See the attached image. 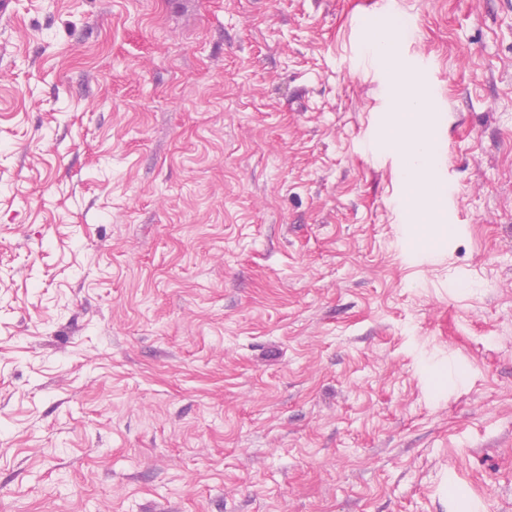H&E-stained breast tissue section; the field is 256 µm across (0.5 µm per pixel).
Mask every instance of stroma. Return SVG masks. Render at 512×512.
Wrapping results in <instances>:
<instances>
[{
	"label": "stroma",
	"mask_w": 512,
	"mask_h": 512,
	"mask_svg": "<svg viewBox=\"0 0 512 512\" xmlns=\"http://www.w3.org/2000/svg\"><path fill=\"white\" fill-rule=\"evenodd\" d=\"M375 12L0 0V512H512V0ZM396 90L390 112L393 118L389 125V138L397 142L400 151L408 161L406 180L408 200L414 206L418 224H435V213L425 201L433 192L435 164L432 160L429 140L423 126L428 112L425 98L419 89L411 87L406 77ZM436 114L431 109L427 113L426 130L433 137V121Z\"/></svg>",
	"instance_id": "stroma-1"
}]
</instances>
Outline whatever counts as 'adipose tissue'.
<instances>
[{"label":"adipose tissue","mask_w":512,"mask_h":512,"mask_svg":"<svg viewBox=\"0 0 512 512\" xmlns=\"http://www.w3.org/2000/svg\"><path fill=\"white\" fill-rule=\"evenodd\" d=\"M391 110L393 118L388 134L408 161V200L414 207L417 223H434L435 213L427 202L433 191L435 164L423 130L427 111L425 98L409 82H402L393 98Z\"/></svg>","instance_id":"1"}]
</instances>
